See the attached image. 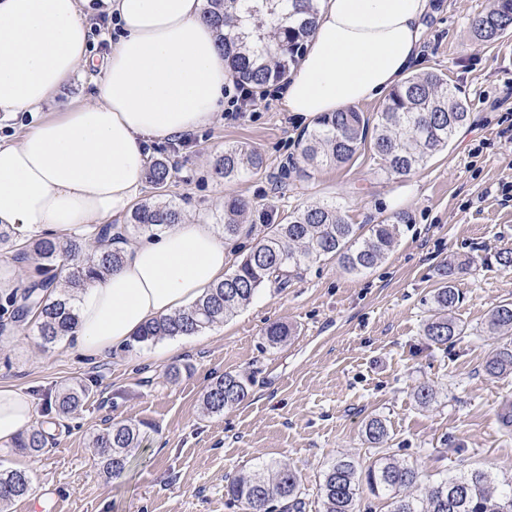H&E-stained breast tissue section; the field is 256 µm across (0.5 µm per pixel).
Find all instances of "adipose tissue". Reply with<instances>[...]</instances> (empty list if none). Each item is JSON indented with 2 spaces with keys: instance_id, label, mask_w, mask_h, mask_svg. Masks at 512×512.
<instances>
[{
  "instance_id": "ef3b65f1",
  "label": "adipose tissue",
  "mask_w": 512,
  "mask_h": 512,
  "mask_svg": "<svg viewBox=\"0 0 512 512\" xmlns=\"http://www.w3.org/2000/svg\"><path fill=\"white\" fill-rule=\"evenodd\" d=\"M120 36L103 60L88 52L79 0H0V113L39 112L78 71L91 101L69 104L18 141L0 143V224L21 237L91 232L139 196L146 146L210 125L230 83L203 0H110ZM430 0H318L306 52L281 92L306 119L380 97L420 55ZM229 248L212 225L172 224L129 248L79 296L86 356L192 305L223 280ZM32 397L0 382V445L36 429Z\"/></svg>"
}]
</instances>
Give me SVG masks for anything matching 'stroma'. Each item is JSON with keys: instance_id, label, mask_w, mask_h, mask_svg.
<instances>
[{"instance_id": "35a3bbf8", "label": "stroma", "mask_w": 512, "mask_h": 512, "mask_svg": "<svg viewBox=\"0 0 512 512\" xmlns=\"http://www.w3.org/2000/svg\"><path fill=\"white\" fill-rule=\"evenodd\" d=\"M491 0H431L415 74L446 75L469 104L470 119L448 147L405 177L382 172L371 149L344 166L311 168L298 142L307 123L279 97L256 102L236 121L216 117L191 132L179 154L169 143L152 157L174 166L166 199L185 219L220 227L224 202L288 211L333 202L350 223L403 216L401 236L374 269L355 273L333 257L306 266L286 288L270 285L227 321L196 336L165 338L134 349L121 345L91 359L76 339L44 347L24 325L0 326V381L26 387L49 443L36 458L0 446V466L31 470L32 495L11 512H241L224 494L227 479L264 464L288 462L298 473L306 512H320L316 482L339 458L368 464L379 457L364 425L382 419L395 459L437 477L472 468L512 479V375L492 378L484 363L498 346L484 333L490 310L512 302V206L500 186L512 182V33L486 43L473 30ZM259 150L265 168L227 180L213 168L225 146ZM452 264L462 299L454 315L465 328L451 346L423 334L435 306L439 270ZM274 323L292 334L273 347ZM178 377H171L172 368ZM227 372L250 377L248 398L207 414L202 398ZM81 381L92 392L82 411L57 418L45 410L61 386ZM435 393L420 405V386ZM140 427L132 465L115 479L100 466L92 439L110 422Z\"/></svg>"}]
</instances>
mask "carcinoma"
<instances>
[{
	"mask_svg": "<svg viewBox=\"0 0 512 512\" xmlns=\"http://www.w3.org/2000/svg\"><path fill=\"white\" fill-rule=\"evenodd\" d=\"M317 13V0H206L204 18L218 30L220 49L231 78L253 88L283 79L294 68L305 49ZM512 29V0H494L493 7L478 17L475 35L494 42ZM467 102L448 84L444 75L429 72L407 77L385 99L376 123L369 125L363 113L353 109L318 116L300 141L302 160L312 167L338 166L350 162L371 140L372 149L389 175L405 176L446 148L458 128L469 119ZM266 166L261 152L245 146L224 147L215 160L216 174L226 180L257 173ZM173 167L164 158L154 159L146 171L147 181L157 189L172 178ZM249 204L232 197L224 202V242L236 238ZM268 233L224 274V280L189 308L146 325L132 344L147 345L162 338L192 336L233 315L268 284L284 288L303 266L323 257L335 256L352 272H362L385 260L400 235L402 218L378 224H351L334 203L295 208L287 213L262 215ZM183 221L182 208L173 201L145 200L129 212L122 224L94 228L96 244L72 236L59 241L37 235L15 249L18 260L38 261L37 277L21 285L20 297H8L0 309L15 322H27L41 343L55 344L74 335L78 315L76 303L88 283L119 266L121 245L136 235L149 238L170 224ZM461 295L449 281L435 290L434 314L424 326V336L435 345H448L463 333L452 315ZM486 327L501 337L502 344L486 361L491 377L512 373V302L490 311ZM250 379L226 373L211 384L203 396V409L221 414L224 408L242 402L249 394ZM89 395V386L73 384L55 395L50 410L59 417L78 412ZM138 425L113 422L96 439L106 449L101 461L108 475H120L131 466L132 450L139 447ZM367 441L381 446L382 456L367 466L341 458L322 474L317 495L322 512H360L363 490L375 497L393 498L392 512H512V481L502 488L483 469L473 468L420 488V475L413 466L391 458L383 447L387 430L379 418L364 427ZM48 444L44 431L34 430L18 438L16 451L32 457ZM32 473L24 469H0V512L24 498ZM418 488L416 495L400 491ZM225 495L244 512H304L297 473L286 464H264L253 474L224 487Z\"/></svg>",
	"mask_w": 512,
	"mask_h": 512,
	"instance_id": "1",
	"label": "carcinoma"
}]
</instances>
